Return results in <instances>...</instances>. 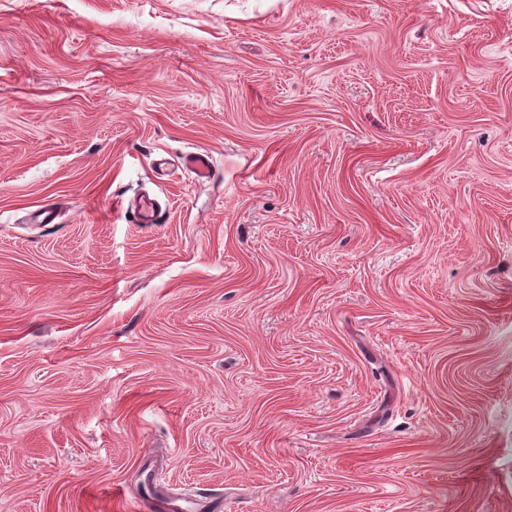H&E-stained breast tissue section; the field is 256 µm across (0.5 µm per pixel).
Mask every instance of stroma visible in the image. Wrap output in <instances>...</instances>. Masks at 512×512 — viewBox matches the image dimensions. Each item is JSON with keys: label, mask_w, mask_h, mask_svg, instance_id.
<instances>
[{"label": "stroma", "mask_w": 512, "mask_h": 512, "mask_svg": "<svg viewBox=\"0 0 512 512\" xmlns=\"http://www.w3.org/2000/svg\"><path fill=\"white\" fill-rule=\"evenodd\" d=\"M149 484L512 512V0H0V512ZM183 168L197 180L209 179L212 174L211 156L206 152H190L183 156Z\"/></svg>", "instance_id": "stroma-1"}]
</instances>
